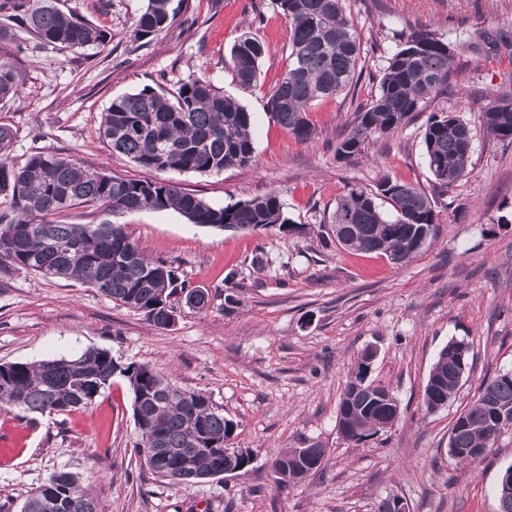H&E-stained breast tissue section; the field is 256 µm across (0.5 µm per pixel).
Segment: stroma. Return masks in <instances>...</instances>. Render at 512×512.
<instances>
[{
    "label": "stroma",
    "instance_id": "1",
    "mask_svg": "<svg viewBox=\"0 0 512 512\" xmlns=\"http://www.w3.org/2000/svg\"><path fill=\"white\" fill-rule=\"evenodd\" d=\"M189 13L147 46L132 30L147 0H56L112 33L100 48L38 52L25 40L0 43V58L25 80L0 108L15 138L9 160L36 149L128 178L145 172L113 152L101 122L112 98L143 87L174 92L188 77L234 95L254 119L255 161L219 173H182L178 182L221 207L277 192L296 225L253 233L198 226L172 210L121 215L150 258L167 260L186 285L207 289L199 311L176 303L162 330L128 307L72 281L0 266V363L69 357L94 347L120 365L147 364L183 389L207 393L235 424L232 447L251 452L247 473L174 483L151 474L138 439L125 378L87 409L29 417L0 404V430L19 428L25 445L0 461V512H20L26 492L53 471L79 474L102 512H376L385 499L408 512H497V487L512 466V430L479 462L448 454L457 415L484 383L512 371V142L479 129L483 109L512 87L507 60H455L451 78L423 112L387 138L342 159L336 144L354 112L376 94L396 31L427 27L455 37L512 26V0H347L369 63L355 86L308 112L313 134L299 141L267 102L288 57V21L275 0H191ZM265 46L256 87L239 90L227 67L245 32ZM452 111L477 130L471 165L448 188L424 157L429 114ZM420 187L438 203L435 237L402 266L379 253L327 243L324 227L339 195L374 190L383 177ZM470 347V364L448 405L423 403L448 341ZM374 349L371 380L399 402L395 424L353 443L336 429L339 398L357 361ZM327 450L302 484H275L272 460L288 448Z\"/></svg>",
    "mask_w": 512,
    "mask_h": 512
}]
</instances>
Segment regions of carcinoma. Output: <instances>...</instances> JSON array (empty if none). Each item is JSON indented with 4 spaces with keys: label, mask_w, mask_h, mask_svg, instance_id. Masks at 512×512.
Instances as JSON below:
<instances>
[{
    "label": "carcinoma",
    "mask_w": 512,
    "mask_h": 512,
    "mask_svg": "<svg viewBox=\"0 0 512 512\" xmlns=\"http://www.w3.org/2000/svg\"><path fill=\"white\" fill-rule=\"evenodd\" d=\"M346 0H276L290 22L288 63L268 100L271 118L299 140L307 139L311 104L338 96L354 80L362 62L361 43ZM188 0H147L133 36L142 45L158 38ZM0 13L16 19L0 26V42L23 39L39 51L105 46L112 32L74 12H63L53 0H0ZM264 48L250 33L233 45L228 62L236 84L252 89L260 75ZM505 58L512 64V27L489 25L473 36L451 42L427 29L401 33L396 50L382 68L377 94L356 113L350 132L336 146L340 158L362 151L366 141L395 132L433 92L448 84L455 58ZM23 75L0 60V102L9 103L23 89ZM486 133L512 140V94L488 105L481 114ZM102 132L112 150L152 173L207 175L254 162L251 115L240 102L209 80L191 77L167 97L145 86L117 96L104 112ZM12 128L0 123V265L72 280L113 302L143 314L159 329L171 327L173 297L189 288L177 268L147 258L131 240L125 225L106 219L143 209L174 210L191 224L229 231L276 227L296 230L284 215L276 192L248 201L213 207L166 178L126 179L87 168L52 152L35 151L25 164L8 161ZM474 129L453 112L429 116L423 131L424 154L435 183L461 181L470 166ZM388 204L389 211L382 209ZM87 207L99 221L68 224L65 213ZM438 220L434 197L414 185L382 178L376 192L351 188L336 198L328 234L346 231L356 239L353 251L380 253L395 264L417 255L435 236ZM371 360L365 352L340 400L336 426L342 438L358 443L396 421L388 388L366 379ZM463 342L449 341L434 362L424 389L429 411L448 404L468 369ZM126 378L138 429L137 454L157 477L189 482L224 476L242 466L225 452L234 423L214 406L210 396L182 389L146 364H116L109 351L88 348L70 358L37 363H0V403L28 413H68L87 408L112 386L114 374ZM512 429V379L496 376L477 400L454 420L450 448H490ZM326 449L289 448L272 463L276 482H295L298 470L325 459ZM21 512H101L79 477L56 470L23 500Z\"/></svg>",
    "instance_id": "1"
}]
</instances>
